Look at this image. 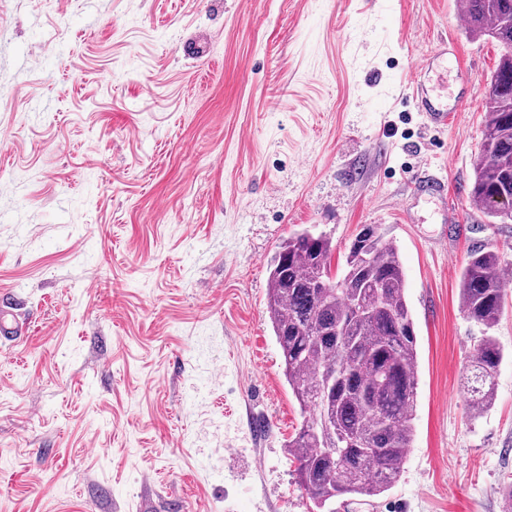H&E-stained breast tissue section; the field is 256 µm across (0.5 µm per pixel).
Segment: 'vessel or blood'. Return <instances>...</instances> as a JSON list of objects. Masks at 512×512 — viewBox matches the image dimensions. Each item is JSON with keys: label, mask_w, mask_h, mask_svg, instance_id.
<instances>
[{"label": "vessel or blood", "mask_w": 512, "mask_h": 512, "mask_svg": "<svg viewBox=\"0 0 512 512\" xmlns=\"http://www.w3.org/2000/svg\"><path fill=\"white\" fill-rule=\"evenodd\" d=\"M449 47L440 46L434 51L423 55L415 66L418 80L415 85L416 104L419 111L425 112L428 119L437 125L448 122L450 113L458 111L459 107L472 98L475 83L465 68H458L457 90L452 102H445L440 97L434 96L431 88L424 82L425 75L432 70L434 62H441L447 58ZM412 190L415 195L425 197L438 203H446V186L442 180L430 172L417 173L413 178ZM28 326L26 321L20 319L12 308L0 307V339L12 341L26 335Z\"/></svg>", "instance_id": "b4317fda"}]
</instances>
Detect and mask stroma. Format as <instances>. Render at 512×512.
I'll use <instances>...</instances> for the list:
<instances>
[{
  "mask_svg": "<svg viewBox=\"0 0 512 512\" xmlns=\"http://www.w3.org/2000/svg\"><path fill=\"white\" fill-rule=\"evenodd\" d=\"M448 36L476 88L437 128L411 83ZM499 57L455 0H0V306L29 324L0 344V512H313L269 264L365 224L406 273L413 443L373 505L333 512H504L512 288L477 418L459 301L471 250L512 268V221L468 196ZM420 170L447 207L411 193Z\"/></svg>",
  "mask_w": 512,
  "mask_h": 512,
  "instance_id": "1",
  "label": "stroma"
}]
</instances>
